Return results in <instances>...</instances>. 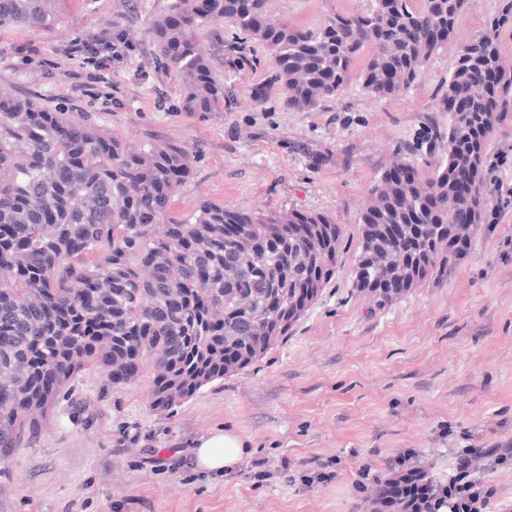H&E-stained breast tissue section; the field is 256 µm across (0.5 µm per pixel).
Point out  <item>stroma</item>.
Masks as SVG:
<instances>
[{
	"label": "stroma",
	"instance_id": "35a3bbf8",
	"mask_svg": "<svg viewBox=\"0 0 512 512\" xmlns=\"http://www.w3.org/2000/svg\"><path fill=\"white\" fill-rule=\"evenodd\" d=\"M171 0H58L52 31L0 28V85L107 129L133 149L182 144L193 176L170 215L201 198L255 213L328 214L343 230L335 279L262 358L201 388L174 413L153 410V371L112 386L78 375L42 434L0 458V512H356L363 465L405 450L452 475L467 436L512 439V223L480 225L470 255L437 283L380 309L353 295L358 219L395 145L447 128L433 98L453 65L435 54L399 97L362 89L355 62L340 97L309 112L286 104L271 52L224 24L197 38L224 84V109L186 112L177 78L158 68L147 21ZM369 0H271L278 18L314 29ZM135 42L100 65L82 40ZM486 192L512 187V122L485 146ZM215 428L250 440L235 472L213 476L173 459Z\"/></svg>",
	"mask_w": 512,
	"mask_h": 512
}]
</instances>
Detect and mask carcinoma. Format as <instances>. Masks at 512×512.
<instances>
[{"label": "carcinoma", "instance_id": "cac0c4a2", "mask_svg": "<svg viewBox=\"0 0 512 512\" xmlns=\"http://www.w3.org/2000/svg\"><path fill=\"white\" fill-rule=\"evenodd\" d=\"M55 0H0V27L51 31ZM316 30L273 15L269 0H171L148 21L158 66L180 82L183 108L219 112L224 83L197 44L225 23L265 46L288 107L335 100L354 59L369 95L393 99L432 56L458 40L466 0H370ZM512 0L474 41L461 43L435 109L448 130L426 128L370 189L352 292L377 307L448 277L451 241L484 223V149L512 120V65L501 33ZM439 156L422 173L408 156ZM183 146L132 151L115 135L36 99L0 91V455L42 431L77 375L106 372L114 386L154 366L153 409L171 413L203 386L242 370L288 335L336 277L342 230L321 212L255 215L204 197L169 217L192 176Z\"/></svg>", "mask_w": 512, "mask_h": 512}]
</instances>
